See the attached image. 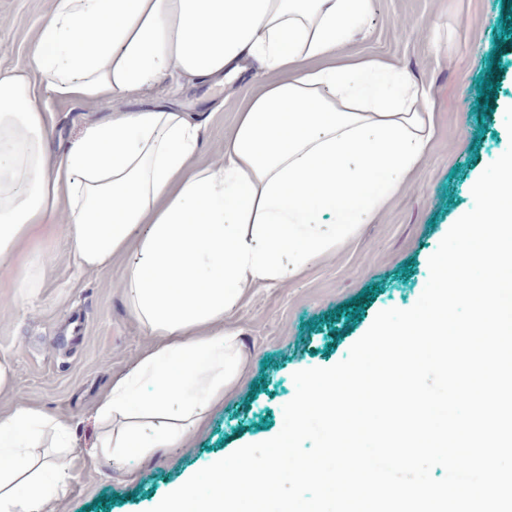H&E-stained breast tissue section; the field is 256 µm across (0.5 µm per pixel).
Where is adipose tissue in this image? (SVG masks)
Masks as SVG:
<instances>
[{
	"label": "adipose tissue",
	"instance_id": "ef3b65f1",
	"mask_svg": "<svg viewBox=\"0 0 512 512\" xmlns=\"http://www.w3.org/2000/svg\"><path fill=\"white\" fill-rule=\"evenodd\" d=\"M370 0H53L32 47L39 82L0 75V269L35 283L20 254L62 227L77 270L129 254L131 315L161 345L113 382L99 445L116 460L171 447L239 374L224 316L250 288L345 243L428 155L426 91L343 46ZM269 78L239 110L219 161L192 166L198 126L164 107L113 113L55 150L42 89L100 100L170 78L221 84L247 61ZM50 429L27 404L0 414V512H45L66 487L31 477L29 448Z\"/></svg>",
	"mask_w": 512,
	"mask_h": 512
}]
</instances>
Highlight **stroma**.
Instances as JSON below:
<instances>
[{"label": "stroma", "instance_id": "1", "mask_svg": "<svg viewBox=\"0 0 512 512\" xmlns=\"http://www.w3.org/2000/svg\"><path fill=\"white\" fill-rule=\"evenodd\" d=\"M50 9L51 0H0L1 74L37 80L31 49ZM345 52L390 64L426 89L436 123L431 152L345 244L274 286L251 288L225 314V329L239 335L240 379L190 438L122 464L96 445L106 429L96 416L103 396L154 345L128 308L126 257L78 272L57 227L29 254L40 275L18 302L9 300L10 274L0 271V296L8 298L0 304V360L14 368L0 414L33 404L71 433V447L35 451L69 474L53 512H150L171 485L214 458L277 435L295 394V372L343 360L378 312L410 308L420 297L430 255L474 204L472 183L512 145L505 126L512 106V0H372L364 33ZM485 78L492 88L484 97ZM262 82L251 61L220 86L165 82L113 101L51 97L47 107L61 147L117 110L162 105L186 113L200 127L193 163L203 167L218 159L239 107Z\"/></svg>", "mask_w": 512, "mask_h": 512}]
</instances>
